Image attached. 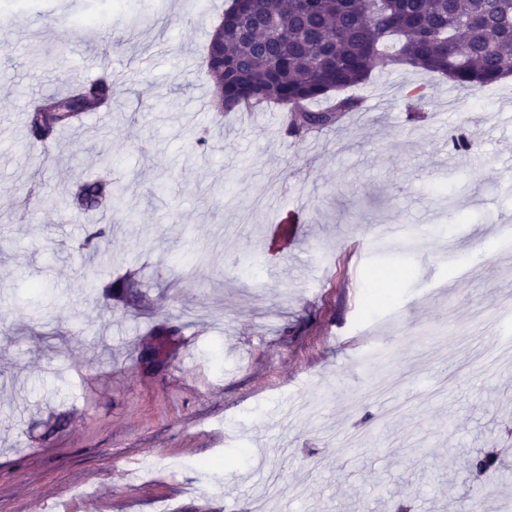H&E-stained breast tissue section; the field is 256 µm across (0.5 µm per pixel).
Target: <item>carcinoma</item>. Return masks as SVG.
Masks as SVG:
<instances>
[{
	"instance_id": "cac0c4a2",
	"label": "carcinoma",
	"mask_w": 512,
	"mask_h": 512,
	"mask_svg": "<svg viewBox=\"0 0 512 512\" xmlns=\"http://www.w3.org/2000/svg\"><path fill=\"white\" fill-rule=\"evenodd\" d=\"M393 65L440 74L470 91L512 76V0H232L207 46L205 67L215 81L218 112H249L273 105L288 113L289 133L318 132L357 112L361 100L346 91ZM407 111H427L419 85L406 91ZM112 101V82L100 78L40 100L28 115L34 139L46 141L73 125L91 106ZM110 182L86 177L67 204L97 214L121 204ZM180 334L161 326L141 351ZM494 452L471 459L472 473H499Z\"/></svg>"
}]
</instances>
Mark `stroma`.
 I'll use <instances>...</instances> for the list:
<instances>
[{"mask_svg": "<svg viewBox=\"0 0 512 512\" xmlns=\"http://www.w3.org/2000/svg\"><path fill=\"white\" fill-rule=\"evenodd\" d=\"M113 2L0 0V512H266L272 481L275 512H495L467 476L487 448L512 467V359H478L474 320L512 293V85L398 65L295 138L210 107L230 0ZM106 72L111 110L30 138L32 101ZM89 173L123 206L69 223ZM179 334H180V328L176 327V326H161V327L155 329L153 332H151L149 334V336H146L142 340L139 356H140V354L142 355L147 349H152V350L157 349L158 342L161 339H163L164 337L178 336ZM154 361H155L154 351H148V352L144 353L140 358L141 364L146 368H148L149 365L152 364Z\"/></svg>", "mask_w": 512, "mask_h": 512, "instance_id": "stroma-1", "label": "stroma"}]
</instances>
